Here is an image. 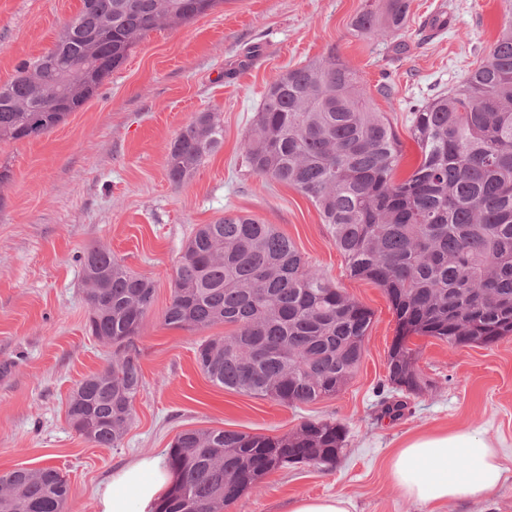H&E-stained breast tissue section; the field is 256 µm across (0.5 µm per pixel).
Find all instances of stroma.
Masks as SVG:
<instances>
[{
    "instance_id": "35a3bbf8",
    "label": "stroma",
    "mask_w": 512,
    "mask_h": 512,
    "mask_svg": "<svg viewBox=\"0 0 512 512\" xmlns=\"http://www.w3.org/2000/svg\"><path fill=\"white\" fill-rule=\"evenodd\" d=\"M365 0H221L194 19L148 33L97 94L52 130L0 141V474L52 466L70 486L65 512H97L95 489L141 455L167 454L190 429L281 437L307 421L347 430L333 466L299 464L268 474L225 512H284L296 495H341L352 512H424L393 484L388 459L410 434L465 429L499 440L506 482L489 501L453 500L443 512H512V335L491 345L411 336L431 380L414 395L387 381L397 318L384 290L352 278L315 204L255 174L240 144L272 78L336 53L355 70L372 107L400 142L396 179L420 163L409 132L411 105L448 92L483 57L504 19L502 0H412L405 27L386 39L353 26ZM81 0H0V85L17 65L51 48ZM448 26L424 25L436 15ZM392 85L393 98L378 94ZM217 112L219 150L187 180L167 177L171 141L197 113ZM253 216L292 240L348 297L372 312L361 363L341 393L286 405L213 384L195 351L223 326L190 332L166 326L183 247L201 224L227 212ZM109 248L154 284L134 346L142 386L120 447L94 446L67 421L77 384L110 357L86 329L79 257ZM403 401L400 416L385 407Z\"/></svg>"
}]
</instances>
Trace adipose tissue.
I'll use <instances>...</instances> for the list:
<instances>
[{"mask_svg":"<svg viewBox=\"0 0 512 512\" xmlns=\"http://www.w3.org/2000/svg\"><path fill=\"white\" fill-rule=\"evenodd\" d=\"M460 458L472 460L475 472L456 470ZM505 472L497 442L467 430L412 434L397 445L390 460V474L401 495L427 512H441L452 500L488 499ZM174 481L163 456L138 458L98 486V512H156Z\"/></svg>","mask_w":512,"mask_h":512,"instance_id":"ef3b65f1","label":"adipose tissue"}]
</instances>
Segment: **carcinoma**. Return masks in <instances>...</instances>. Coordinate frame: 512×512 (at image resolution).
Listing matches in <instances>:
<instances>
[{
  "label": "carcinoma",
  "instance_id": "cac0c4a2",
  "mask_svg": "<svg viewBox=\"0 0 512 512\" xmlns=\"http://www.w3.org/2000/svg\"><path fill=\"white\" fill-rule=\"evenodd\" d=\"M219 0H82L53 48L21 62L0 86V140L45 133L93 97L150 31L189 21ZM487 55L448 93L409 113L420 165L394 179L397 134L374 111L357 75L334 53L276 76L242 152L258 176L287 184L318 207L352 277L385 291L399 332L388 381L420 394L412 334L451 345H489L512 334V0ZM411 0H367L354 26L386 37L401 29ZM101 36L97 66L81 33ZM66 96L61 112L40 111L37 93ZM218 113L200 112L170 143L167 176L190 178L220 146ZM87 331L112 348L107 365L70 396L67 418L87 441L116 448L129 430L142 370L132 343L154 286L112 251L80 257ZM372 312L330 285L273 225L238 213L202 224L175 271L164 323L227 331L196 349L214 384L282 404L339 393L358 369ZM345 429L306 422L270 437L191 429L171 444L176 482L157 512H224L245 490L288 464H334ZM69 485L53 466L0 475V512H63Z\"/></svg>",
  "mask_w": 512,
  "mask_h": 512
}]
</instances>
